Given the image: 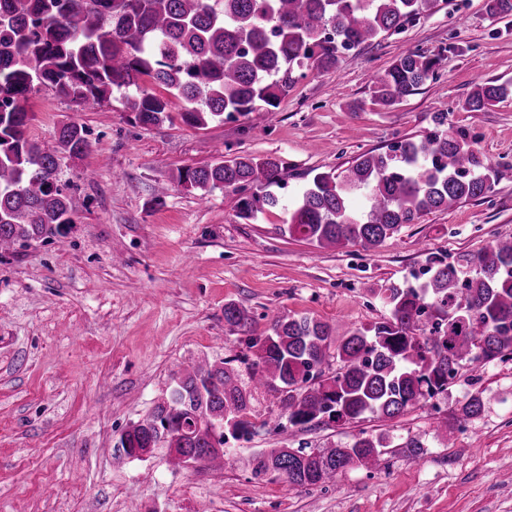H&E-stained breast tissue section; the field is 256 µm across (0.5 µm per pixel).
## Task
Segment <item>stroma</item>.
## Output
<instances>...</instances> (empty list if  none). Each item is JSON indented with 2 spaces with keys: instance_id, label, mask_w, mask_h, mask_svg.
Instances as JSON below:
<instances>
[{
  "instance_id": "1",
  "label": "stroma",
  "mask_w": 512,
  "mask_h": 512,
  "mask_svg": "<svg viewBox=\"0 0 512 512\" xmlns=\"http://www.w3.org/2000/svg\"><path fill=\"white\" fill-rule=\"evenodd\" d=\"M409 48L438 56L434 77L394 107L376 105L377 77ZM479 75L512 84V18H490L485 0H441L401 33L349 51L337 70L306 69L276 106L203 129L181 121L176 99L172 121L145 127L117 98L82 111L49 90L30 96L42 145L77 121L92 149L61 165L62 183L76 189L68 234L0 257V512H512V361L485 364L476 383L460 369L447 393L398 418L311 430L287 427L278 394L259 391L249 440L220 468H176L159 452L113 456L121 432L183 368L206 357L247 376L253 355L225 326V303L249 308L258 336L285 313L367 328L387 314L371 289L410 279L430 253L466 270L489 241L512 237V178L370 251L280 231L286 205L316 174L426 135L442 112L491 164L512 166V95L466 109ZM239 154L288 171L283 206L251 223L236 218L237 195L218 190L203 202L172 182L177 168ZM475 392L482 413L434 437V415H455ZM362 431L388 435L381 469L351 468L310 488L252 472L263 449L323 448ZM417 436L426 447L413 459L402 445Z\"/></svg>"
}]
</instances>
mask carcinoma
I'll return each mask as SVG.
<instances>
[{
	"label": "carcinoma",
	"mask_w": 512,
	"mask_h": 512,
	"mask_svg": "<svg viewBox=\"0 0 512 512\" xmlns=\"http://www.w3.org/2000/svg\"><path fill=\"white\" fill-rule=\"evenodd\" d=\"M438 0H0V253L61 237L74 223V198L58 184L60 161L91 151L86 127H57L47 148L30 135L25 102L49 88L83 109L120 93L143 126L168 119L169 97L184 103L182 121L204 128L273 107L308 67L337 68L343 51L400 32L431 14ZM492 17L512 15V0H486ZM437 58L407 49L378 78L374 101L390 108L434 76ZM169 97L156 94L152 86ZM509 94L479 78L465 100L482 111ZM506 169L491 165L468 137L438 122L420 138L386 152H363L347 169L315 175L288 209L283 231L319 248L359 244L369 250L425 215L483 199ZM183 189L238 195L236 217L283 204L285 166L271 158L237 155L177 169ZM363 197L354 211L347 199ZM473 274L435 254L415 285L371 288L388 314L369 328H346L309 316L273 318L271 333L251 335L254 316L224 304V323L253 350L251 381L277 392L294 427L367 417L392 419L448 391L464 365L512 359V238H494L469 259ZM340 369L324 373L329 358ZM252 393L229 362L202 361L179 371L166 398L118 438L115 456L167 448L182 458L225 462L224 433L211 427L236 421L234 439L250 433ZM470 395L455 422L481 414ZM387 437L361 431L331 448H270L254 459L257 476L277 474L308 488L348 468L381 467Z\"/></svg>",
	"instance_id": "cac0c4a2"
}]
</instances>
